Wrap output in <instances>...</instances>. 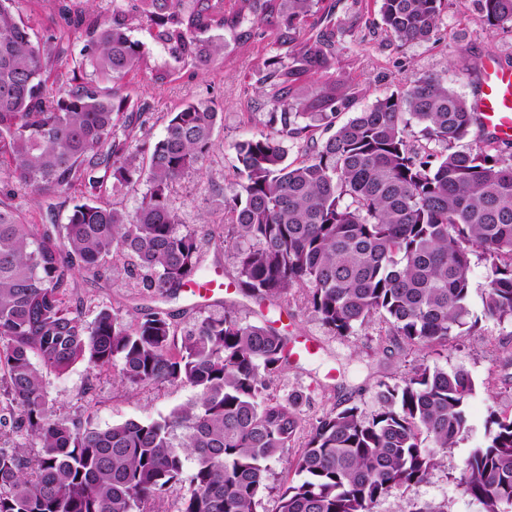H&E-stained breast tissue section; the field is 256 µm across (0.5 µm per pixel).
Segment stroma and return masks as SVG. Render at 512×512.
Returning a JSON list of instances; mask_svg holds the SVG:
<instances>
[{
	"label": "stroma",
	"mask_w": 512,
	"mask_h": 512,
	"mask_svg": "<svg viewBox=\"0 0 512 512\" xmlns=\"http://www.w3.org/2000/svg\"><path fill=\"white\" fill-rule=\"evenodd\" d=\"M379 8V0H338L336 4V15L345 22L346 33L339 47L340 63L327 81L337 88L357 91L351 108L340 113V121H347L379 96L401 87L414 73L435 74L468 100L484 55H497L512 65V29L490 32L483 28L474 0H448L437 35L429 42L406 47L397 46L383 31ZM277 50L272 37L266 36L231 51L207 71L179 69L162 85L153 84L143 72L128 78L129 94L146 105L144 131L148 141L163 134L168 114L185 101L213 104L220 113L214 152L202 171L185 176L174 186L172 201L180 219L179 233L197 235L204 266L218 271L228 283L236 275L233 249L218 233L225 221L224 200L236 188L235 146L265 129V107L253 86L252 73L259 57ZM218 185L223 186V194L215 193ZM15 202L28 223H43L51 213L62 224L74 195L68 192L35 198L22 190ZM204 216L209 219L205 225L200 222ZM130 266V260L121 259L100 276L77 275L75 293L84 300L86 320H93L104 307L127 312L150 305L141 278L130 275ZM230 302L247 321L266 319L288 332L291 340L315 343V354L290 363L271 383L272 392L279 397L299 392L307 395L301 414L309 422L336 405L356 404L374 411L378 381L400 380L414 361L413 356L388 352L385 332L375 323L354 336L329 334L298 294L287 302L261 307L232 290L200 304L183 295L167 302L166 308L175 321L182 322L200 314L221 315ZM436 363L470 372L475 383L468 403L473 431L449 450L428 481L384 498L375 512H410L413 505L426 502L447 504L448 512H480L479 504L460 492L456 478L463 459L483 438L488 405L493 403L499 410L512 413V328L483 323L481 335L450 339L446 356L437 358ZM45 388L63 413L87 417L101 428L168 414L195 395L192 387L183 384L133 391L112 372H99L84 363L61 376L46 375Z\"/></svg>",
	"instance_id": "35a3bbf8"
}]
</instances>
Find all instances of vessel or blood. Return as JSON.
I'll list each match as a JSON object with an SVG mask.
<instances>
[{
  "label": "vessel or blood",
  "instance_id": "vessel-or-blood-1",
  "mask_svg": "<svg viewBox=\"0 0 512 512\" xmlns=\"http://www.w3.org/2000/svg\"><path fill=\"white\" fill-rule=\"evenodd\" d=\"M471 107L487 134L495 140L512 139V66L499 57L485 58Z\"/></svg>",
  "mask_w": 512,
  "mask_h": 512
}]
</instances>
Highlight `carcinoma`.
Masks as SVG:
<instances>
[{"instance_id": "carcinoma-1", "label": "carcinoma", "mask_w": 512, "mask_h": 512, "mask_svg": "<svg viewBox=\"0 0 512 512\" xmlns=\"http://www.w3.org/2000/svg\"><path fill=\"white\" fill-rule=\"evenodd\" d=\"M44 2L64 25L39 38L20 0H0V512H161L174 492L180 512H256L272 463L293 448L298 479L279 485L278 512H374L426 481L472 432L467 370L419 359L400 382H378L373 412L332 410L306 431L302 396L270 393L290 337L242 319L235 304L179 327L160 306L102 308L88 322L71 303L76 275L95 277L121 257L161 301L205 272L170 192L202 170L218 112L187 101L146 148L145 106L124 80L205 71L274 32L286 50L254 72L270 131L237 143V190L225 203L234 286L258 305L302 293L333 336L376 320L400 351L439 356L484 320L512 325V146L477 139L455 149L477 119L432 75H411L341 124L351 92L323 82L298 96L303 77L339 64L345 27L323 0H235L229 10L219 0H112L109 15ZM444 2L381 0L380 25L400 47L429 41ZM476 2L483 27H512V0ZM318 12L321 28L304 35ZM142 22L174 66H150L132 35ZM71 27L76 53L64 45ZM62 53L72 62L63 70ZM289 141L303 144L304 159L288 161ZM134 181L148 186L135 210L99 201ZM17 187L79 196L66 223L26 224ZM475 259L487 279L479 317L468 306ZM80 362L131 389L183 383L195 397L157 419L99 428L54 411L43 384V373ZM484 428L457 482L481 512H512V414L491 406Z\"/></svg>"}]
</instances>
